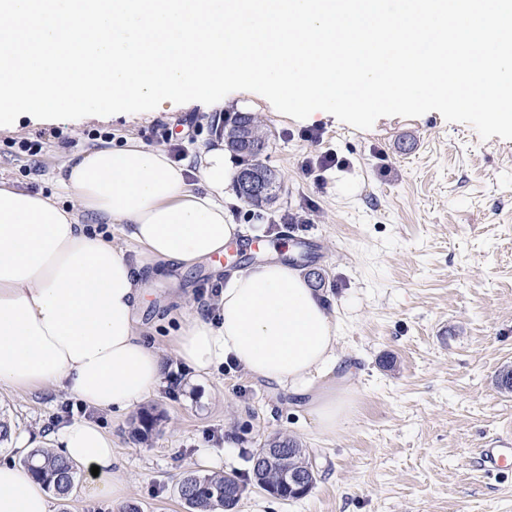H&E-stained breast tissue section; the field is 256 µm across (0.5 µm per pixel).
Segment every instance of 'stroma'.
<instances>
[{
	"instance_id": "obj_1",
	"label": "stroma",
	"mask_w": 512,
	"mask_h": 512,
	"mask_svg": "<svg viewBox=\"0 0 512 512\" xmlns=\"http://www.w3.org/2000/svg\"><path fill=\"white\" fill-rule=\"evenodd\" d=\"M247 110L268 136L258 161L282 190L268 203L240 202L234 220L252 240L291 231L311 239L302 268L337 304L354 416L328 438L304 405L239 367L192 379L169 342L198 303H211L216 276L251 261L177 270L142 306L145 337L167 352L170 370L145 402L156 425L141 438L138 411L85 413L112 436L125 500H90L78 480L55 496V512H188L178 486L199 470L204 448L245 484L237 512H512V473L485 472L480 461L493 437H512V392L497 385L512 369V141L481 139L436 111L382 117L368 130L323 121L313 141L270 103ZM216 119L197 104L136 119L42 123L23 114L0 131V180L53 194L52 172L73 154L129 137L155 148L168 128L185 159L215 141ZM24 142L39 152L22 151ZM326 152L342 165L319 184L304 163ZM298 214L304 223L288 225ZM72 402L63 391L1 388L0 417L39 437L68 422ZM276 435L314 457L317 483L304 498L284 501L254 484L249 458Z\"/></svg>"
}]
</instances>
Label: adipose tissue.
<instances>
[{"label":"adipose tissue","mask_w":512,"mask_h":512,"mask_svg":"<svg viewBox=\"0 0 512 512\" xmlns=\"http://www.w3.org/2000/svg\"><path fill=\"white\" fill-rule=\"evenodd\" d=\"M235 176L223 145L177 163L132 140L56 168L68 205L0 182V388L63 390L115 413L142 404L167 369L139 329L149 288L138 259H150L158 281L223 253L245 232L226 206ZM92 220L126 225L134 255L91 230ZM336 314L301 270L267 261L232 272L215 310H196L172 353L198 377L230 364L275 385L304 401L319 433L333 438L352 418ZM44 441L83 466L91 499L124 501L128 479L100 425L75 418ZM0 512H53V503L28 472L1 462Z\"/></svg>","instance_id":"adipose-tissue-1"}]
</instances>
